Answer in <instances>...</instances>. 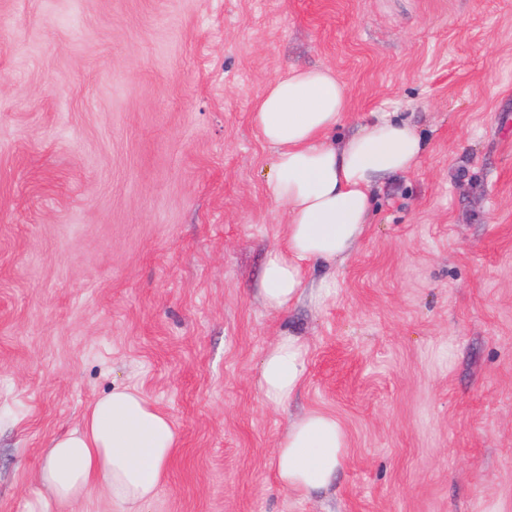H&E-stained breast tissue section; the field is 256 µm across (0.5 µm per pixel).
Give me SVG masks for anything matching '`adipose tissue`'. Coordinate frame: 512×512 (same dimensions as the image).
<instances>
[{
  "label": "adipose tissue",
  "mask_w": 512,
  "mask_h": 512,
  "mask_svg": "<svg viewBox=\"0 0 512 512\" xmlns=\"http://www.w3.org/2000/svg\"><path fill=\"white\" fill-rule=\"evenodd\" d=\"M349 97V86L331 69L293 68L272 80L253 105L252 123L272 150L269 188L287 225L283 245L266 254L259 282L270 311L287 310L305 295L316 303L331 297L335 278L309 282L310 266L348 259L371 222L373 186L420 164L422 135L386 112L337 138ZM307 373V344L279 337L259 368L264 402L286 407ZM177 446L168 414L140 389L113 385L86 408L79 426L48 443L40 488L22 512H62L94 489L121 512H142L164 483ZM347 446L340 422L312 410L289 423L272 467L283 488L307 495L331 484Z\"/></svg>",
  "instance_id": "1"
}]
</instances>
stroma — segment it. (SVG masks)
<instances>
[{
    "instance_id": "1",
    "label": "stroma",
    "mask_w": 512,
    "mask_h": 512,
    "mask_svg": "<svg viewBox=\"0 0 512 512\" xmlns=\"http://www.w3.org/2000/svg\"><path fill=\"white\" fill-rule=\"evenodd\" d=\"M292 67L350 86L337 136L385 110L425 150L310 269L335 297L272 313L251 110ZM288 334L277 409L255 375ZM115 384L180 436L147 512H512V0H0V512ZM310 410L349 448L303 497L270 462ZM308 373V346L296 336H280L265 352L257 377L264 402L283 408L296 395Z\"/></svg>"
}]
</instances>
